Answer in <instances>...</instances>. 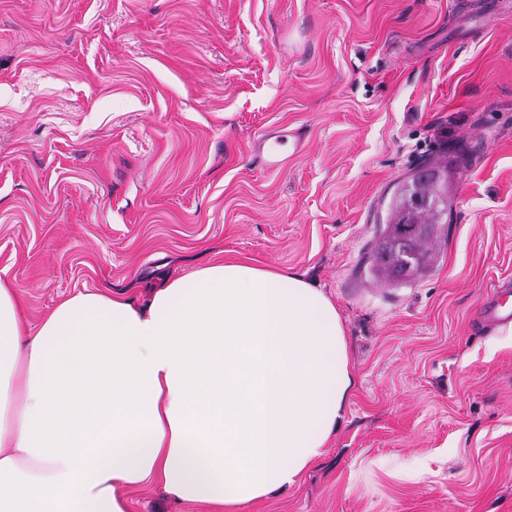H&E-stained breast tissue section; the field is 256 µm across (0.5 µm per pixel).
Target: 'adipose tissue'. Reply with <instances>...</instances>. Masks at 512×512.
Instances as JSON below:
<instances>
[{"mask_svg": "<svg viewBox=\"0 0 512 512\" xmlns=\"http://www.w3.org/2000/svg\"><path fill=\"white\" fill-rule=\"evenodd\" d=\"M341 316L305 275L224 260L139 304L85 290L29 329L0 275V512H206L294 487L346 421ZM132 499V512H200L167 499L154 487H144L136 492L122 490Z\"/></svg>", "mask_w": 512, "mask_h": 512, "instance_id": "1", "label": "adipose tissue"}]
</instances>
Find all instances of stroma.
I'll list each match as a JSON object with an SVG mask.
<instances>
[{"label":"stroma","mask_w":512,"mask_h":512,"mask_svg":"<svg viewBox=\"0 0 512 512\" xmlns=\"http://www.w3.org/2000/svg\"><path fill=\"white\" fill-rule=\"evenodd\" d=\"M297 133L267 171L252 150ZM462 175L422 276L372 275L399 186ZM222 257L339 311L348 422L252 512H512V0H0V274L29 324Z\"/></svg>","instance_id":"1"}]
</instances>
